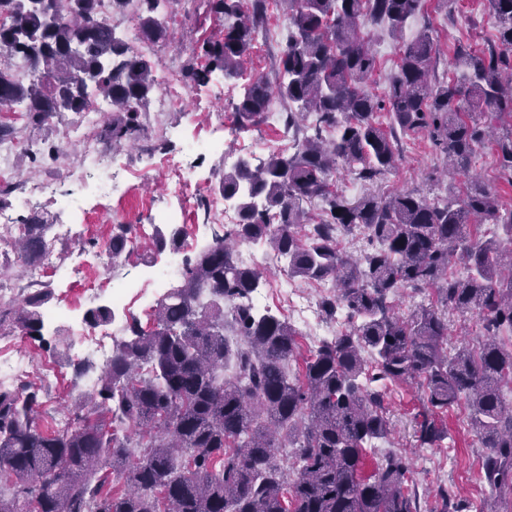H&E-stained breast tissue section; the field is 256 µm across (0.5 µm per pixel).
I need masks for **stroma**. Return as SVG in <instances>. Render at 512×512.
<instances>
[{
  "instance_id": "stroma-1",
  "label": "stroma",
  "mask_w": 512,
  "mask_h": 512,
  "mask_svg": "<svg viewBox=\"0 0 512 512\" xmlns=\"http://www.w3.org/2000/svg\"><path fill=\"white\" fill-rule=\"evenodd\" d=\"M166 27L175 39L153 46L154 65H169L177 74L186 67L202 69L209 60L200 47L204 41L219 33L222 19L210 11L206 0H180L173 13L164 18ZM429 30L442 44L467 39L488 47L493 39L494 26L488 14L486 0H426L425 8L416 18L408 20L403 37L413 38L420 30ZM364 34L370 38L378 57L379 70L371 84L376 93H383L388 78L396 70L399 56L398 39L387 34L382 26L365 24ZM283 41L271 44L255 41L243 74L223 84L208 82L190 88L191 101L179 112H161L156 100H149L144 110V128L134 145L110 150L111 166L120 172L122 190L113 198L101 197L97 185L99 174L82 168L76 155L45 161L38 170H30L28 159L15 155L16 186L0 192V210L21 218L17 207L21 187L30 183H47L50 193L41 196L32 212L49 224L46 238L51 242L60 266H69L79 252L81 242L96 239L108 244L112 236L113 215H122L125 223L140 231L138 249L123 260L115 274L92 270L82 278H63L55 273L45 277L50 296L46 309L66 310L65 318L45 324L43 342L12 333L0 335V345H15L28 351L36 362L55 366L58 376L49 383L50 399L43 427H55L66 409L78 401L82 386L74 382V368L79 362L70 346L73 331L84 328V316L90 309L109 306L115 317L122 320L138 318L142 326L152 324L151 303L159 298L155 278L171 255L170 250H157L158 235L179 233V252L195 256L209 244L218 230L202 204L203 193L215 192L224 175L225 155H239L242 146H250L254 158L266 157L281 147V127L273 121L243 126L237 121L235 105L243 87L252 75H273L279 65ZM401 161L398 167L372 182L356 180L343 173L336 184L352 200L369 193L387 194L393 191H413L428 198L452 196L461 179L443 175L441 155L435 150L426 133L399 135ZM191 167L201 189L176 196L173 192L175 164ZM75 203V210L63 209L64 201ZM179 211V225L162 224L161 212ZM74 225L76 234L63 238L57 234L59 223ZM262 278L257 290L266 310L280 315L289 314L288 292L293 283L278 267L261 266ZM125 288L124 307L113 308L109 285ZM102 289L99 298H91L89 289ZM422 393L417 388L402 385L397 393L385 400L393 426L390 444L405 452L412 460L409 486L419 497L421 512H430L442 494L480 502L489 496L488 486L479 478L480 444L467 424L464 407L449 410L445 423L453 439L451 449L418 448L414 445L412 419L421 406Z\"/></svg>"
}]
</instances>
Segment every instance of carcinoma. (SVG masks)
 Returning <instances> with one entry per match:
<instances>
[{
    "mask_svg": "<svg viewBox=\"0 0 512 512\" xmlns=\"http://www.w3.org/2000/svg\"><path fill=\"white\" fill-rule=\"evenodd\" d=\"M110 12L134 8L138 38L149 46L170 33L156 14L180 0H109ZM224 18L203 44L208 81L244 70L264 22L265 0L251 15L239 0H210ZM288 40L275 79L253 78L236 104L240 123L269 119L272 99L293 131V152L273 151L254 166L224 172L219 191L237 202L231 233L185 260L181 282L156 302L153 325L133 317L130 335L91 391L69 410L67 426L41 427L45 388L26 380L0 390V512H420L406 457L391 451L365 471L368 451L391 434L384 398L414 384L422 408L413 418L418 448H441V416L464 404L484 448L483 479L512 489V203L476 180L451 200L412 192L368 194L355 202L330 182L342 169L374 181L398 161L397 131H425L456 172L469 170L490 143L512 187V0H486L497 44L461 40L455 66L466 81L439 80L441 46L428 32L402 41L397 71L379 98L367 90L378 69L362 25L401 35L423 0H281ZM43 73L25 84L14 62ZM153 63L116 37L100 0H0V108L25 103L33 129L82 112L92 99L112 104L99 133L118 146L143 129L140 108L156 90ZM389 120L384 129L383 119ZM491 227L481 230V222ZM48 224L22 220L14 266L40 261ZM130 227L115 224L110 249L121 256ZM361 236L353 260L337 236ZM264 243L288 259V277L330 285L325 315L342 312L349 329L323 339L290 374L300 332L250 305L260 272L236 262L232 239ZM436 290V302L395 312L402 289ZM48 285L18 299L0 298V332L42 340L39 307ZM478 317L477 344L448 349V314ZM292 448L286 468L280 449ZM468 500L444 496L439 512H471Z\"/></svg>",
    "mask_w": 512,
    "mask_h": 512,
    "instance_id": "cac0c4a2",
    "label": "carcinoma"
}]
</instances>
